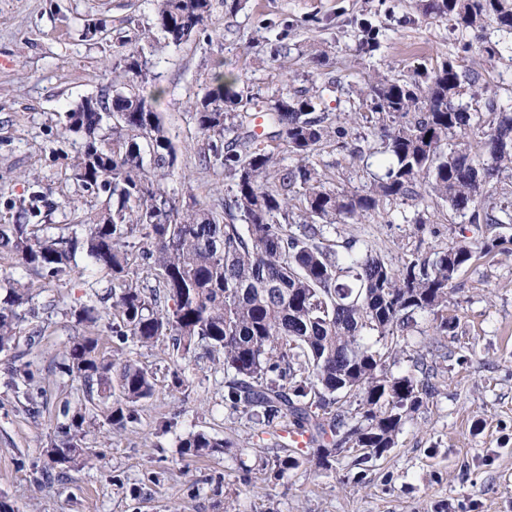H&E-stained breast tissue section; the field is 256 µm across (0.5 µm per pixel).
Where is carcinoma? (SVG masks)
I'll return each instance as SVG.
<instances>
[{"instance_id":"carcinoma-1","label":"carcinoma","mask_w":512,"mask_h":512,"mask_svg":"<svg viewBox=\"0 0 512 512\" xmlns=\"http://www.w3.org/2000/svg\"><path fill=\"white\" fill-rule=\"evenodd\" d=\"M152 2V23L117 53L113 68L123 82L65 113L66 129L81 139L72 180L85 192L105 195V208L88 222L66 225L64 234L60 225L42 223V209L55 202L51 189L34 181L18 207L24 221L0 224V258L10 259L12 268L0 279V352L16 347L19 308L36 297L24 275L59 281L71 275L80 253L109 276V329L122 342H166L183 355L206 344L224 370V400L267 427L308 434L324 470L333 469L338 448L359 452L357 466L381 457L434 391L422 364L417 376L388 374L398 330L427 313L437 331H448V290L494 244L464 240L431 260L394 266L369 249H355L353 241L328 242L325 227L355 224L407 199L426 207L444 203L470 224H511L512 214L495 196L501 176L512 173V113L493 98L482 109L462 102L466 93L479 101L487 87L479 70L461 73L448 60L408 76H374L343 119L326 107L334 80L263 95L237 76L216 72L188 101V111L203 137L202 162L222 171L232 196L221 212L185 205L164 186L177 152L144 95L155 79L156 33L186 43L206 30L217 6L236 13L242 0ZM421 13L467 33L460 51L489 65L500 50L487 27L512 33V0H421ZM354 25L356 50H378L385 27L365 14ZM259 28L274 36L273 57L288 70V20L262 18ZM252 112L263 113L260 133L248 121ZM360 121L370 124L378 142L367 155L349 140L350 125ZM475 127L483 129V139L473 145ZM450 135L458 142L448 144ZM327 145L353 160L381 155L382 174L359 193L327 186L329 177L314 163ZM283 152L296 163L282 164ZM135 237L148 245L140 255L130 242ZM145 275L158 287L141 288ZM74 316L90 329L102 319L91 304ZM64 369L84 382L89 403L104 405L111 425H124L155 394L147 370L132 359L116 361L98 336L74 339ZM14 388L33 395L30 364L16 371ZM62 416V438L51 443L49 457L63 470L89 462V430L82 409L66 406ZM181 447L201 456L228 443L197 432ZM281 448L273 465L282 475L300 458L288 444Z\"/></svg>"}]
</instances>
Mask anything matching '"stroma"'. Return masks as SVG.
Listing matches in <instances>:
<instances>
[{
  "label": "stroma",
  "mask_w": 512,
  "mask_h": 512,
  "mask_svg": "<svg viewBox=\"0 0 512 512\" xmlns=\"http://www.w3.org/2000/svg\"><path fill=\"white\" fill-rule=\"evenodd\" d=\"M417 4L247 0L236 15L216 11L207 36L160 42L152 62L163 93L153 106L178 154L168 191L210 207L227 195L223 174L199 162L202 137L186 101L218 59L250 87L278 85V65L258 27L263 14L298 23L288 40L290 87L323 78L340 83L326 102L330 112L347 111L351 91L375 74L406 75L445 60L462 70L482 68L490 94L512 112V36L490 32L501 57L482 65L457 52L448 21L399 25L400 17L416 15ZM369 9L389 29L371 57L357 52V29L348 23ZM152 19L151 0H0V224L15 223L13 203L27 196L31 178L52 188L54 200L74 193L70 164L79 138L59 115L120 82L112 70L115 47ZM313 49L326 55L317 70L307 63ZM316 162L339 191H361L371 180L362 162L329 146ZM326 236L339 244L355 240L394 265L433 256L464 236L495 244L453 283L448 315L455 328L435 335L430 317L419 315L403 333L390 374L424 362L435 390L394 448L362 467L344 452L334 470L307 461L278 474L269 464L275 433L225 403L224 373L203 350L179 358L162 343L122 345L102 325L104 346L152 373L156 393L124 426L94 415L90 462L58 475L47 448L63 407L86 398L82 383L60 369L69 342L86 333L72 311L107 286L102 274L87 270L40 289L39 316L25 317L16 349L0 353V498L14 512H512V224H471L448 209L406 200L361 223L327 227ZM27 361L41 390L32 403L13 388L14 370ZM195 432L226 439L227 446L208 457L184 454L179 441Z\"/></svg>",
  "instance_id": "obj_1"
}]
</instances>
